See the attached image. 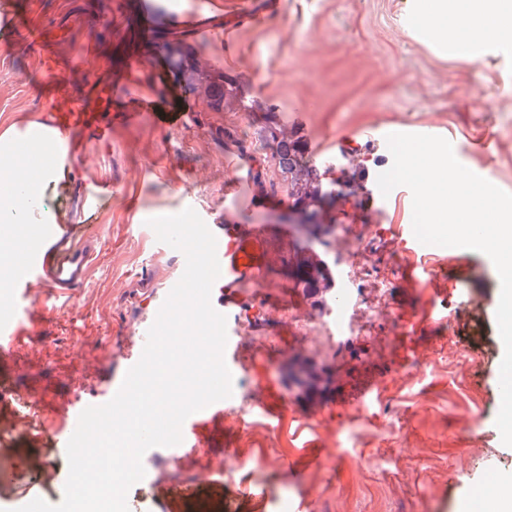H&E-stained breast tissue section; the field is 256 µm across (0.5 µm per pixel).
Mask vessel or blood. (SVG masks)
<instances>
[{
    "label": "vessel or blood",
    "mask_w": 512,
    "mask_h": 512,
    "mask_svg": "<svg viewBox=\"0 0 512 512\" xmlns=\"http://www.w3.org/2000/svg\"><path fill=\"white\" fill-rule=\"evenodd\" d=\"M138 14L141 39L144 43H152L157 14L154 0H139ZM169 20L171 24L193 33L196 37L205 38L210 34L209 27L202 20L201 11L176 12L170 15ZM103 95V90L97 88L87 99L80 102L64 98L55 100L46 115V125L63 133L83 130L93 132L100 138L105 137L108 128L103 124L100 106ZM100 198V191L93 188L86 190L83 221L73 225L70 234L59 233L52 224L44 227L41 247L31 250L23 261L25 278L14 288L19 299H29L31 289L36 288L41 296L57 302L66 301L71 299L76 287L89 280L100 244L97 233V221L101 216ZM205 223L216 238V252L221 268V274L212 287L211 303L215 310L224 314L227 313L229 305L225 296L226 289L261 281L267 266L266 244L269 232L260 226H250L234 233L221 220L210 217L206 218ZM166 297V291L162 290L149 293L142 299L141 317L129 331L131 349L126 358L127 365H134L140 359L147 332ZM26 332L27 324L23 321L0 325V357L9 358L16 347L23 345ZM223 416L224 404L220 401L190 415L182 427L181 444L151 449V457L176 458L188 453L200 442L201 424L221 419Z\"/></svg>",
    "instance_id": "b4317fda"
}]
</instances>
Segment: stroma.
Segmentation results:
<instances>
[{
  "instance_id": "stroma-1",
  "label": "stroma",
  "mask_w": 512,
  "mask_h": 512,
  "mask_svg": "<svg viewBox=\"0 0 512 512\" xmlns=\"http://www.w3.org/2000/svg\"><path fill=\"white\" fill-rule=\"evenodd\" d=\"M16 0H0V131L35 122L65 93L85 96L88 81L123 87L112 103L107 139L70 134L67 178L45 191L43 223L75 216L93 182L119 190L103 207V246L89 282L69 312L33 305L35 334L0 383V512L64 494L66 452L54 434L62 406L88 404L106 375L120 376L129 325L141 298L181 278V252H155L148 218L197 210L233 226L287 227L267 244L259 286L232 289L237 300L231 353L233 393L222 420L204 425L196 454L172 462L144 460V478L128 492L134 512H493V477L512 476V447L495 425L503 342L496 309L500 279L490 258L459 247L420 245L412 197L381 195L379 173L393 162L386 138L429 131L449 140L475 174L512 193V42L488 41L471 61L432 44L412 27L414 0H217L212 38L161 21L152 49L139 39L136 0H30L33 34L7 26ZM58 37L73 72L51 76L37 43ZM192 43L201 68L236 83V98L218 109L190 93L170 66L168 42ZM145 107L137 121L127 112ZM178 108L188 123L155 124L154 112ZM277 113L307 144L308 157L331 163L348 185L326 219L336 239H305L280 215L288 191L274 171L273 150L256 136ZM373 129L366 138L365 129ZM251 180L228 191L237 171ZM359 248L338 289L359 329L328 340L288 323L291 312L319 316L294 269L302 252L342 268L341 250ZM315 371L314 392L293 388L288 360ZM279 412L267 416L270 394ZM38 404L32 424L13 426L17 401ZM321 449L323 463L311 459ZM51 458L46 473L39 460ZM262 486L263 496L252 493Z\"/></svg>"
}]
</instances>
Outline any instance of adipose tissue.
I'll use <instances>...</instances> for the list:
<instances>
[{
  "label": "adipose tissue",
  "mask_w": 512,
  "mask_h": 512,
  "mask_svg": "<svg viewBox=\"0 0 512 512\" xmlns=\"http://www.w3.org/2000/svg\"><path fill=\"white\" fill-rule=\"evenodd\" d=\"M414 25L435 42L469 54L473 45L495 37L512 41V0H417ZM65 137L45 125L14 126L0 132V288L14 280L19 260L34 247L27 229L44 212L43 189L67 166ZM39 159L37 173L28 160Z\"/></svg>",
  "instance_id": "ef3b65f1"
}]
</instances>
